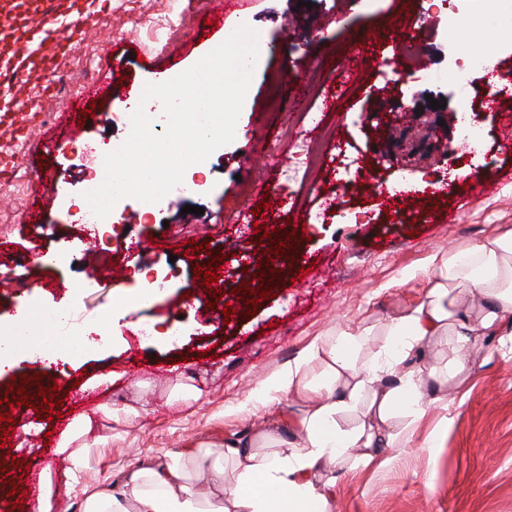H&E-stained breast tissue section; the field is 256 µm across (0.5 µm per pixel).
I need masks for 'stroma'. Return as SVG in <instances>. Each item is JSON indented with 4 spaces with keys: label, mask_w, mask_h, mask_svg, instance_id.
<instances>
[{
    "label": "stroma",
    "mask_w": 512,
    "mask_h": 512,
    "mask_svg": "<svg viewBox=\"0 0 512 512\" xmlns=\"http://www.w3.org/2000/svg\"><path fill=\"white\" fill-rule=\"evenodd\" d=\"M209 0H112L107 14L112 38L85 42L77 55L59 59L61 73L100 69L113 58H127L123 76L113 77L112 94L97 99V118L73 128L61 121L67 97L49 107L38 98L40 76L17 91V102L33 112L29 137L13 148V161L0 174V313H11L26 298L22 283L38 286L46 307L68 304L67 287L75 280L89 285L93 303L112 305L108 322L88 321L81 349L66 367V380L57 396L65 401L74 386H87L96 376L117 372L109 387L92 389L96 405L88 415L94 428L83 440L84 449L61 469L51 472L55 503L64 512H82L85 499L103 487L121 483L125 475L165 459L203 448L220 457L224 441L234 434L250 435L285 427L303 407L292 393L270 391V379L282 374L313 341L325 339L340 328L384 327L399 311L425 297L426 268L434 255L466 247L492 234L512 230V150L503 149L501 115L512 113V87L497 89L496 111L481 112L492 135V148L481 154L462 153L456 124L437 129L447 138L448 151L428 157L411 156L401 162L383 161L381 153L393 127L423 125L422 109L430 98H441L447 113L458 112L460 93L455 82H433L436 70H460L451 26L430 19L428 33L409 66L414 74L406 84L383 89L377 70L366 71L338 94L336 76L342 63L337 47L361 36L362 48L374 58L391 54L390 34L400 25L419 26L427 0H381L368 14L344 0H239L224 15L222 27L203 25ZM249 19L264 41H284L285 47L262 56L256 67L234 140L208 158L205 191L187 195L164 206L159 220H144L134 200L123 201L113 214L112 255L94 253L79 257L76 265L45 269L21 263V256L53 245L78 246V231L71 227L72 213L82 200L83 179L95 166V154L73 150L72 141H90L98 147L120 141L129 120L122 97L126 88L174 77L222 43L226 30L240 18ZM325 82L323 92L334 96L335 107L324 111L322 100L312 104L315 119L290 108L295 84L304 83L311 68ZM332 126L336 138L324 146L321 170L308 183L293 177L287 150L269 152L271 142L296 137L313 123ZM267 132L264 141L253 138L254 129ZM362 147L368 178L337 191L336 147L348 140ZM276 169L275 195L296 199V212L280 220L284 231L296 226L297 211L319 209L324 198H336L333 217L310 224L286 260L275 265V298L248 309L228 291H221L236 314L224 318L211 308L194 274L195 265H207L211 255L222 265L232 284L248 283L257 264L266 260L264 246L254 237H242L236 218L253 209L263 195L248 170L254 159ZM56 172L48 184L36 181L35 169ZM461 169L463 179L452 180L446 191L435 193L432 182L443 172ZM424 184L422 193L403 204L387 196L388 185L402 177ZM491 191H482L484 183ZM54 195L56 204L42 216L31 215L18 189ZM202 207V214H183L184 206ZM207 243V251L189 253L190 243ZM331 267V278L303 276L295 279L304 259ZM123 264L132 276L125 283L112 280L113 266ZM147 267L154 273L178 269L161 298L139 302L133 273ZM176 321L179 339L157 340L139 335L142 321ZM143 368L133 370L132 355ZM165 367L156 376L154 367ZM55 369L20 356L12 371L0 375V413H12L11 449L0 447V507L14 486L24 488L19 512H35L36 498L28 481L11 476L12 458L39 466L49 443L58 442L55 425L36 415L43 399L38 391L51 388ZM191 379L201 389L198 400L173 403L172 386ZM34 393L32 405L9 409L6 400L15 388ZM458 400L449 409L430 407L417 425L413 442L405 448L384 449L382 456L365 465L346 463L335 471L329 490L332 512H512V349L503 337L487 341L457 388ZM113 408L105 417L104 408Z\"/></svg>",
    "instance_id": "stroma-1"
}]
</instances>
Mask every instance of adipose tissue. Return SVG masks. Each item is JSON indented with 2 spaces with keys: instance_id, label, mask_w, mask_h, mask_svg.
Segmentation results:
<instances>
[{
  "instance_id": "obj_1",
  "label": "adipose tissue",
  "mask_w": 512,
  "mask_h": 512,
  "mask_svg": "<svg viewBox=\"0 0 512 512\" xmlns=\"http://www.w3.org/2000/svg\"><path fill=\"white\" fill-rule=\"evenodd\" d=\"M430 266L424 300L391 318L375 353H364L373 328L341 329L272 381L306 407L290 437L269 430L225 440L233 481L199 491L169 459L129 473L120 489L91 494L83 512H329L324 488L336 467L413 440L428 371L412 354L441 345L447 372L461 374L512 312V231L432 257Z\"/></svg>"
}]
</instances>
